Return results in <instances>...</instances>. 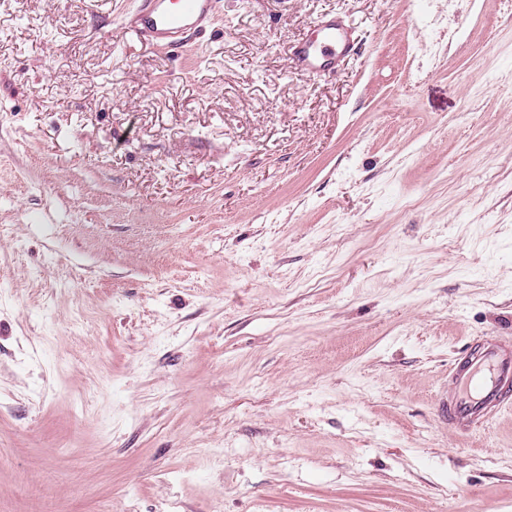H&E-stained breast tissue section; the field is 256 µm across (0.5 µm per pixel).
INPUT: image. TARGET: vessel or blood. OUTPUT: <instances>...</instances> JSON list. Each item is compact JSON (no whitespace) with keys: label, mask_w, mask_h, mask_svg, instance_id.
I'll return each instance as SVG.
<instances>
[{"label":"vessel or blood","mask_w":512,"mask_h":512,"mask_svg":"<svg viewBox=\"0 0 512 512\" xmlns=\"http://www.w3.org/2000/svg\"><path fill=\"white\" fill-rule=\"evenodd\" d=\"M217 0H136L127 25L142 41L175 54L188 37L203 36ZM355 49L352 33L336 16L314 23V35L291 48L295 69L311 74L334 72ZM451 385L436 411L454 432L466 434L503 409L512 407V338L486 336L470 343L456 359Z\"/></svg>","instance_id":"vessel-or-blood-1"}]
</instances>
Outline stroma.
Segmentation results:
<instances>
[{
	"label": "stroma",
	"instance_id": "stroma-1",
	"mask_svg": "<svg viewBox=\"0 0 512 512\" xmlns=\"http://www.w3.org/2000/svg\"><path fill=\"white\" fill-rule=\"evenodd\" d=\"M0 0V512H512V0ZM349 24L335 74L288 49ZM217 0H137L127 25L142 41L173 55L189 36H203ZM449 381L436 411L458 434L471 432L509 408L512 338L486 336L470 343L456 359Z\"/></svg>",
	"mask_w": 512,
	"mask_h": 512
}]
</instances>
